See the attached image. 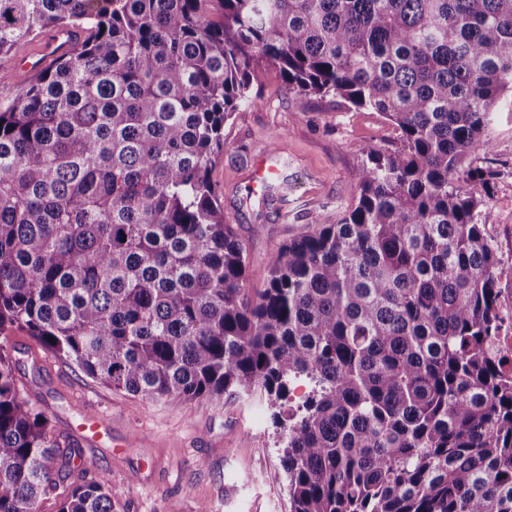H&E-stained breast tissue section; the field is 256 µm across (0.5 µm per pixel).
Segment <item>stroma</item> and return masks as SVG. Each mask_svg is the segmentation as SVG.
<instances>
[{
    "label": "stroma",
    "mask_w": 512,
    "mask_h": 512,
    "mask_svg": "<svg viewBox=\"0 0 512 512\" xmlns=\"http://www.w3.org/2000/svg\"><path fill=\"white\" fill-rule=\"evenodd\" d=\"M252 101L224 127V153L212 177L224 218L246 243L252 267L318 220L336 222L357 195L355 170L367 147L391 149L399 133L384 116L332 97L289 91L270 68L252 83ZM488 149L473 166L493 171L480 220L499 254L512 249V97H504L485 132ZM272 158L281 189L252 193L253 163ZM6 348L21 395L50 422L61 446L94 458L120 512H288L278 436L266 398L155 402L85 376L23 331ZM101 421L88 429L89 415Z\"/></svg>",
    "instance_id": "stroma-1"
}]
</instances>
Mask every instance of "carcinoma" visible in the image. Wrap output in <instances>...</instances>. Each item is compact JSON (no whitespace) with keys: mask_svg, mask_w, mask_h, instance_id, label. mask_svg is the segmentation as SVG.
Listing matches in <instances>:
<instances>
[{"mask_svg":"<svg viewBox=\"0 0 512 512\" xmlns=\"http://www.w3.org/2000/svg\"><path fill=\"white\" fill-rule=\"evenodd\" d=\"M46 29L75 42L0 95V335L153 401L267 395L289 512H512L489 174L465 164L512 92V0H0V57ZM264 67L400 146L257 271L212 172ZM60 455L0 344V512H40ZM59 512L119 510L100 474Z\"/></svg>","mask_w":512,"mask_h":512,"instance_id":"1","label":"carcinoma"}]
</instances>
